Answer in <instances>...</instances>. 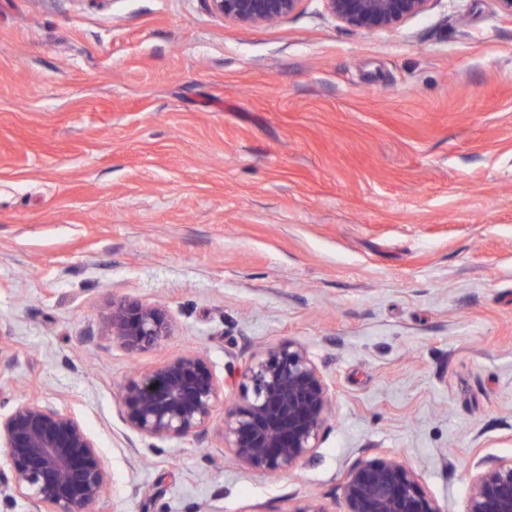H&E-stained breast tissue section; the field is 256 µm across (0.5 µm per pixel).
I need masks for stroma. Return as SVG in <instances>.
<instances>
[{"mask_svg": "<svg viewBox=\"0 0 512 512\" xmlns=\"http://www.w3.org/2000/svg\"><path fill=\"white\" fill-rule=\"evenodd\" d=\"M169 315L131 355L113 302ZM301 342L329 385L314 456L273 475L205 436L143 439L137 369L231 373ZM49 402L108 465L91 512H343L387 451L443 512L512 457V17L432 0L342 28L322 0L267 26L206 0H0V413Z\"/></svg>", "mask_w": 512, "mask_h": 512, "instance_id": "1", "label": "stroma"}]
</instances>
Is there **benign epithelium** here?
<instances>
[{
	"label": "benign epithelium",
	"instance_id": "1",
	"mask_svg": "<svg viewBox=\"0 0 512 512\" xmlns=\"http://www.w3.org/2000/svg\"><path fill=\"white\" fill-rule=\"evenodd\" d=\"M211 11L240 26L276 23L304 0H206ZM347 30L397 27L426 11L431 0H323ZM112 338L135 355L171 335L166 312L138 301L112 303ZM240 403L224 410V450L243 467L264 473L294 468L320 447L331 393L307 348L282 341L238 370ZM224 386L197 352L141 369L125 385V425L149 439L205 435ZM0 495L18 497L28 512H89L108 485L105 458L82 423L48 404L20 402L0 414ZM345 512H442L418 475L392 454L361 457L341 485ZM464 512H512V457L487 459L473 475Z\"/></svg>",
	"mask_w": 512,
	"mask_h": 512
}]
</instances>
